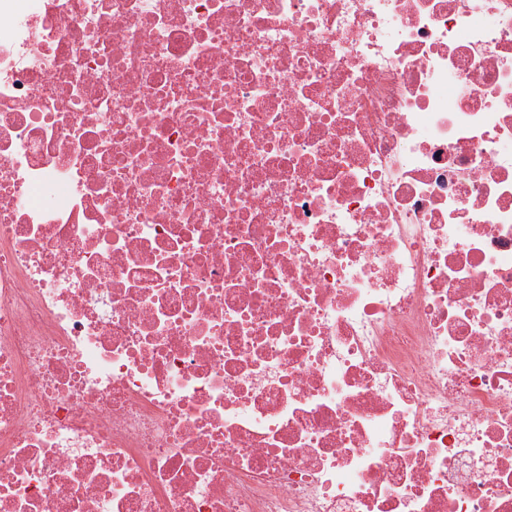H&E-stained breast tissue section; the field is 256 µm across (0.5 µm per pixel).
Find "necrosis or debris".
Masks as SVG:
<instances>
[{"label":"necrosis or debris","mask_w":512,"mask_h":512,"mask_svg":"<svg viewBox=\"0 0 512 512\" xmlns=\"http://www.w3.org/2000/svg\"><path fill=\"white\" fill-rule=\"evenodd\" d=\"M0 512H512V0H0Z\"/></svg>","instance_id":"1"}]
</instances>
